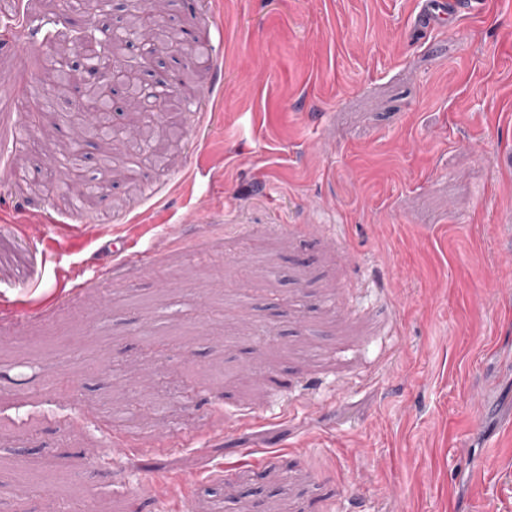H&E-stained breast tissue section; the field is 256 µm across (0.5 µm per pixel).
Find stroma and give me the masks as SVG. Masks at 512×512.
I'll list each match as a JSON object with an SVG mask.
<instances>
[{"label":"stroma","mask_w":512,"mask_h":512,"mask_svg":"<svg viewBox=\"0 0 512 512\" xmlns=\"http://www.w3.org/2000/svg\"><path fill=\"white\" fill-rule=\"evenodd\" d=\"M162 14L206 57L150 67L181 137L120 177L83 140L79 211L31 188L71 127L23 135L47 49L0 15V512H166L152 472L222 512H512V0Z\"/></svg>","instance_id":"stroma-1"}]
</instances>
